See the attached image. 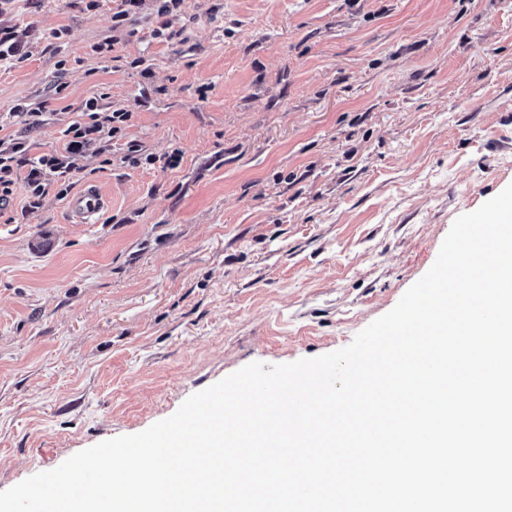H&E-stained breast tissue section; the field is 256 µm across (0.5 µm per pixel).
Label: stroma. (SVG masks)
<instances>
[{"label": "stroma", "instance_id": "stroma-1", "mask_svg": "<svg viewBox=\"0 0 512 512\" xmlns=\"http://www.w3.org/2000/svg\"><path fill=\"white\" fill-rule=\"evenodd\" d=\"M158 6L116 29L113 0H0L27 51L0 69L5 133L36 156L88 98L130 115L114 164L77 161L96 223L19 191L0 223V491L249 363L349 345L512 184V0ZM130 140L154 164H122ZM106 206V200L95 186H88L74 196L68 205L72 217L82 224H93Z\"/></svg>", "mask_w": 512, "mask_h": 512}]
</instances>
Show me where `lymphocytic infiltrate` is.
<instances>
[{
    "label": "lymphocytic infiltrate",
    "mask_w": 512,
    "mask_h": 512,
    "mask_svg": "<svg viewBox=\"0 0 512 512\" xmlns=\"http://www.w3.org/2000/svg\"><path fill=\"white\" fill-rule=\"evenodd\" d=\"M129 115L120 109L108 110L98 98L85 101L77 116L61 132L63 147L34 156L23 136L0 137V204L7 202L16 190H23L25 207L36 210L43 206L48 194L65 198L73 188L75 160L90 145L98 153L110 155L112 142L121 133Z\"/></svg>",
    "instance_id": "lymphocytic-infiltrate-1"
}]
</instances>
